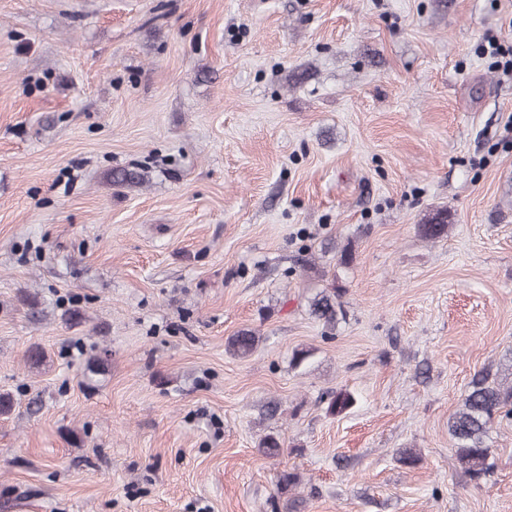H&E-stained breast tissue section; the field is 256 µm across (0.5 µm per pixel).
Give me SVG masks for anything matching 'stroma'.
I'll return each instance as SVG.
<instances>
[{
	"label": "stroma",
	"mask_w": 512,
	"mask_h": 512,
	"mask_svg": "<svg viewBox=\"0 0 512 512\" xmlns=\"http://www.w3.org/2000/svg\"><path fill=\"white\" fill-rule=\"evenodd\" d=\"M488 35L512 0H0V512H512V421L480 485L448 433L512 381ZM340 296V292L336 288H332L331 291L319 292L311 301V314L326 324L335 325L338 313L342 314Z\"/></svg>",
	"instance_id": "1"
}]
</instances>
